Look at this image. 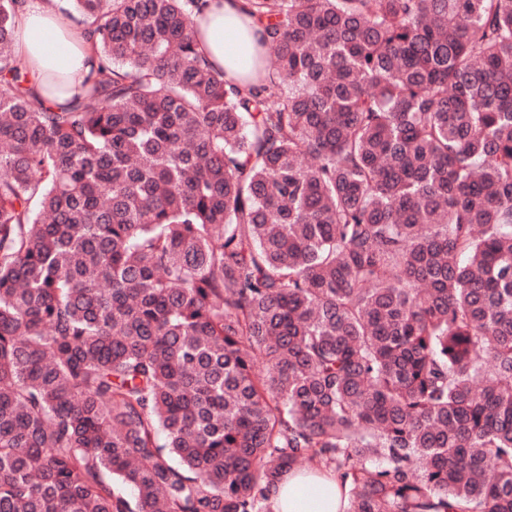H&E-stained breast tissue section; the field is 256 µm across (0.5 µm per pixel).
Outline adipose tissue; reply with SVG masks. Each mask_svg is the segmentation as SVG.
<instances>
[{
    "mask_svg": "<svg viewBox=\"0 0 512 512\" xmlns=\"http://www.w3.org/2000/svg\"><path fill=\"white\" fill-rule=\"evenodd\" d=\"M58 2L19 0L14 16V50L48 105L63 102L65 89L79 86L98 62L87 23L64 15ZM243 2L210 0L199 21L203 52L238 82L251 75L256 59V37ZM347 504V487L333 473L315 468L284 473L268 500L270 512H346Z\"/></svg>",
    "mask_w": 512,
    "mask_h": 512,
    "instance_id": "1",
    "label": "adipose tissue"
}]
</instances>
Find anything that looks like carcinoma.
Wrapping results in <instances>:
<instances>
[{"label": "carcinoma", "instance_id": "1", "mask_svg": "<svg viewBox=\"0 0 512 512\" xmlns=\"http://www.w3.org/2000/svg\"><path fill=\"white\" fill-rule=\"evenodd\" d=\"M0 0V512H512V0H67L46 108ZM307 155L311 163L300 158ZM199 22L201 49L216 65L226 68L228 78L242 81L255 66L254 30L244 14L245 0H210ZM252 73V74H251ZM348 488L326 470L284 473L268 500L270 512H346Z\"/></svg>", "mask_w": 512, "mask_h": 512}]
</instances>
